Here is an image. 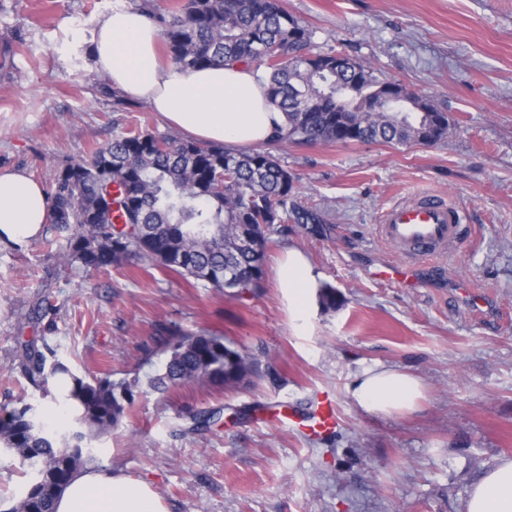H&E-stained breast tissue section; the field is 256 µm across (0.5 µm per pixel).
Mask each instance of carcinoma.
<instances>
[{"label":"carcinoma","mask_w":512,"mask_h":512,"mask_svg":"<svg viewBox=\"0 0 512 512\" xmlns=\"http://www.w3.org/2000/svg\"><path fill=\"white\" fill-rule=\"evenodd\" d=\"M139 10L158 27L169 62L183 70L252 64L269 103L286 116L283 143L430 145L448 130L446 113L400 81L349 54L351 65L336 66V52L280 0H175L163 10L143 0ZM294 193V176L267 151L133 128L57 172L47 192L54 236L46 244L64 241L59 257L85 269L136 257L243 295L261 286L278 226L325 223L297 206ZM160 340L167 359L149 378L155 391L189 381L238 386L263 375L254 354L213 332L166 326ZM18 353L33 387L58 384L65 402L79 408L75 429L61 439L25 398L0 408V444L29 476L24 498L4 512H55L69 480L93 459L83 442L119 425L137 383L87 381L59 360L49 364L55 351L45 341H25Z\"/></svg>","instance_id":"carcinoma-1"}]
</instances>
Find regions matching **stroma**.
Instances as JSON below:
<instances>
[{"label": "stroma", "mask_w": 512, "mask_h": 512, "mask_svg": "<svg viewBox=\"0 0 512 512\" xmlns=\"http://www.w3.org/2000/svg\"><path fill=\"white\" fill-rule=\"evenodd\" d=\"M133 0H0V168L50 186L131 123L168 126L141 100L93 84L98 20ZM325 47L370 63L448 117L435 143H319L269 150L296 178L295 200L326 217L275 235L262 288L237 294L141 261L86 271L42 236L0 242V407L27 394L42 422L72 414L32 388L18 342L46 338L81 377L137 380L121 425L87 439L97 468L151 483L170 512H465L474 482L512 457V0H282ZM431 192L467 216L456 252L418 284L376 277L401 252L378 236L391 206ZM303 251L336 308L295 327L274 276ZM480 304H473V297ZM224 336L269 363L256 384L186 382L153 391L160 325ZM412 372L425 397L375 415L351 397L356 374ZM328 404L338 428L312 440L270 410ZM208 411V428L190 414Z\"/></svg>", "instance_id": "stroma-1"}]
</instances>
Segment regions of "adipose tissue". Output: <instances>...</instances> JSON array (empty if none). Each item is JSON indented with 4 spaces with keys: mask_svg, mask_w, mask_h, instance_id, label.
<instances>
[{
    "mask_svg": "<svg viewBox=\"0 0 512 512\" xmlns=\"http://www.w3.org/2000/svg\"><path fill=\"white\" fill-rule=\"evenodd\" d=\"M158 30L138 10H113L98 21L91 53L114 89L145 100L172 127L193 139L231 148L271 143L285 126L270 106L254 68L228 63L221 68L183 71L158 55ZM49 222L42 185L20 168L0 169V239L36 236ZM294 320L307 319L319 299L321 276L296 248L276 268ZM349 392L373 414L414 409L423 396L421 380L391 368L355 376ZM55 512H169L152 485L122 472L85 468L55 502ZM466 512H512V459L499 461L474 483Z\"/></svg>",
    "mask_w": 512,
    "mask_h": 512,
    "instance_id": "1",
    "label": "adipose tissue"
}]
</instances>
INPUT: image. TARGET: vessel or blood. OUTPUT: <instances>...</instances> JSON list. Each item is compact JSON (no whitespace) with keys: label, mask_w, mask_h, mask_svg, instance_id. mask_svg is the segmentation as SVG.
Returning <instances> with one entry per match:
<instances>
[{"label":"vessel or blood","mask_w":512,"mask_h":512,"mask_svg":"<svg viewBox=\"0 0 512 512\" xmlns=\"http://www.w3.org/2000/svg\"><path fill=\"white\" fill-rule=\"evenodd\" d=\"M465 221L460 208L435 194L420 195L389 209L381 234L405 256L404 265L395 270L396 277L409 280L427 257L454 251Z\"/></svg>","instance_id":"b4317fda"}]
</instances>
